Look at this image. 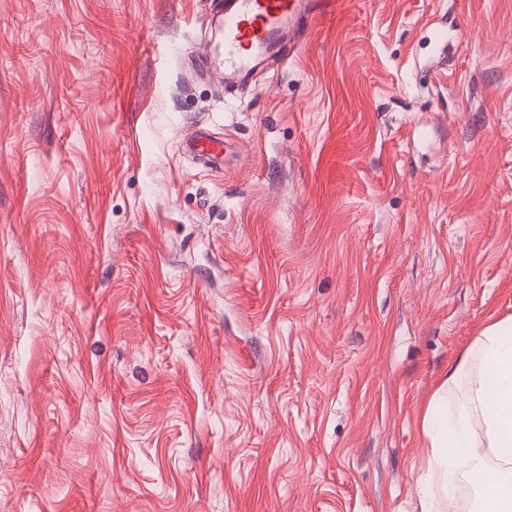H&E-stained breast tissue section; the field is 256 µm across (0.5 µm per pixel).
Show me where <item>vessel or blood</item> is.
<instances>
[{"label": "vessel or blood", "instance_id": "1", "mask_svg": "<svg viewBox=\"0 0 512 512\" xmlns=\"http://www.w3.org/2000/svg\"><path fill=\"white\" fill-rule=\"evenodd\" d=\"M311 9V0H224L205 56L222 66L225 84L253 85L260 70L282 57L294 20ZM187 148L203 163L216 167L224 143L200 129Z\"/></svg>", "mask_w": 512, "mask_h": 512}]
</instances>
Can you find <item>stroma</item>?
<instances>
[{"instance_id":"stroma-1","label":"stroma","mask_w":512,"mask_h":512,"mask_svg":"<svg viewBox=\"0 0 512 512\" xmlns=\"http://www.w3.org/2000/svg\"><path fill=\"white\" fill-rule=\"evenodd\" d=\"M316 2L230 90L221 0H0V512H418L512 317V0ZM188 150L195 153L198 159L211 166H220L223 157L224 143L213 137L205 129L199 128L191 141L186 145Z\"/></svg>"}]
</instances>
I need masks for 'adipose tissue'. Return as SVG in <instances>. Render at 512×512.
<instances>
[{
  "mask_svg": "<svg viewBox=\"0 0 512 512\" xmlns=\"http://www.w3.org/2000/svg\"><path fill=\"white\" fill-rule=\"evenodd\" d=\"M481 367L464 398H455L473 360ZM428 472L421 484L420 512H457L450 485H480L483 512H512V318L488 325L473 357L449 371L432 396L421 423ZM500 461L501 469L490 466Z\"/></svg>",
  "mask_w": 512,
  "mask_h": 512,
  "instance_id": "obj_1",
  "label": "adipose tissue"
}]
</instances>
